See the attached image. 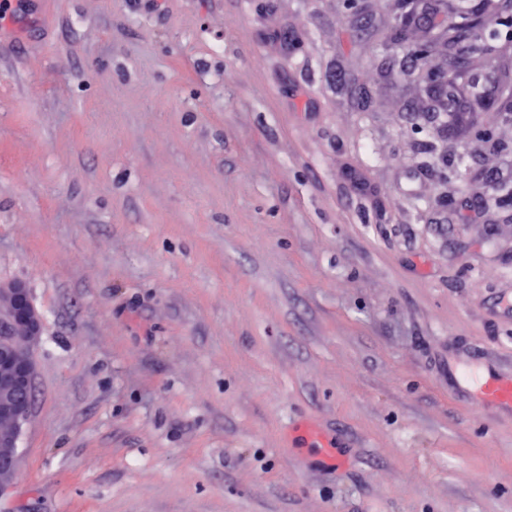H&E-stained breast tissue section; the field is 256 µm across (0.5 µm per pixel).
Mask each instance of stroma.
Segmentation results:
<instances>
[{
  "mask_svg": "<svg viewBox=\"0 0 512 512\" xmlns=\"http://www.w3.org/2000/svg\"><path fill=\"white\" fill-rule=\"evenodd\" d=\"M26 2L0 281L43 334L0 512H512V415L448 384L512 370V115L430 119L407 0ZM472 43L512 81V19Z\"/></svg>",
  "mask_w": 512,
  "mask_h": 512,
  "instance_id": "obj_1",
  "label": "stroma"
}]
</instances>
